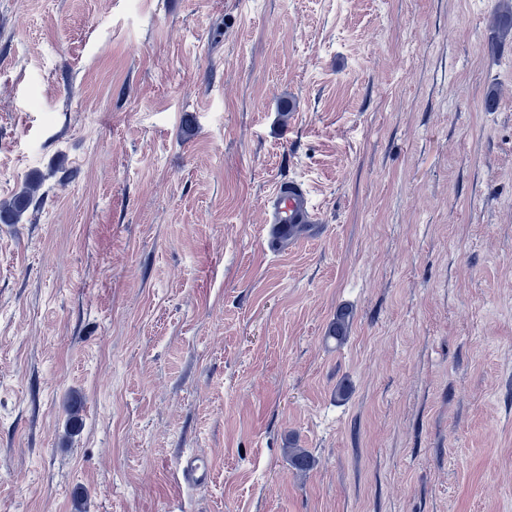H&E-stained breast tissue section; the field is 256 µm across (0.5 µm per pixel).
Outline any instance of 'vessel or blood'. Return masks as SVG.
Masks as SVG:
<instances>
[{"instance_id":"b4317fda","label":"vessel or blood","mask_w":512,"mask_h":512,"mask_svg":"<svg viewBox=\"0 0 512 512\" xmlns=\"http://www.w3.org/2000/svg\"><path fill=\"white\" fill-rule=\"evenodd\" d=\"M318 214L308 188L301 182L284 179L275 182L268 202L269 236H289L293 225L314 224ZM185 482L196 489H205L210 481V470L205 459L190 453L179 463Z\"/></svg>"}]
</instances>
